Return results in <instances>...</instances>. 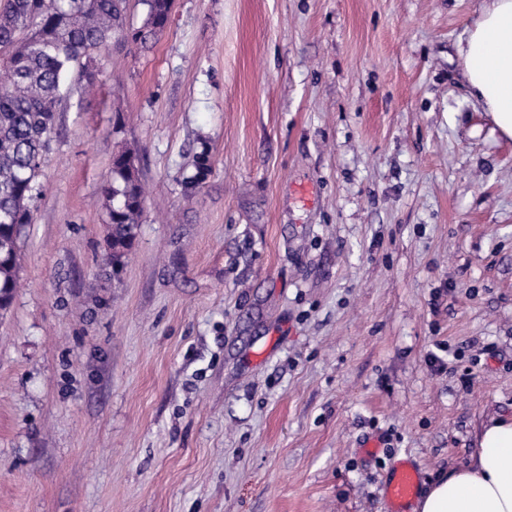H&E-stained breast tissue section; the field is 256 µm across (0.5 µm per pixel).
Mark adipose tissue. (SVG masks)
I'll return each instance as SVG.
<instances>
[{
    "instance_id": "1",
    "label": "adipose tissue",
    "mask_w": 512,
    "mask_h": 512,
    "mask_svg": "<svg viewBox=\"0 0 512 512\" xmlns=\"http://www.w3.org/2000/svg\"><path fill=\"white\" fill-rule=\"evenodd\" d=\"M472 97L512 140V0H489L458 47ZM480 453L430 483L413 512H512V417L489 418Z\"/></svg>"
}]
</instances>
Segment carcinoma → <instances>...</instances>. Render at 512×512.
<instances>
[{
    "label": "carcinoma",
    "mask_w": 512,
    "mask_h": 512,
    "mask_svg": "<svg viewBox=\"0 0 512 512\" xmlns=\"http://www.w3.org/2000/svg\"><path fill=\"white\" fill-rule=\"evenodd\" d=\"M139 27L123 28V0H7L0 9V310L8 309L16 286L22 229L32 223V201L40 196L41 162L57 133L56 113L76 68L84 88L94 86L99 52L119 33L145 47L170 21L172 0H141ZM137 155L112 157V181L105 190L110 233L106 263L117 273L132 248L145 197ZM207 146L196 154L189 188L211 173Z\"/></svg>",
    "instance_id": "carcinoma-1"
}]
</instances>
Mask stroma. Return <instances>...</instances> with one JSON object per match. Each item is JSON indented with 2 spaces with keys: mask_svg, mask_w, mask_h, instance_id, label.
<instances>
[{
  "mask_svg": "<svg viewBox=\"0 0 512 512\" xmlns=\"http://www.w3.org/2000/svg\"><path fill=\"white\" fill-rule=\"evenodd\" d=\"M485 4L173 0L113 37L0 312V512H392L398 461H473L512 417V140L457 54ZM211 158L209 148L204 146L202 150L196 154L194 171L189 176H185L183 182L189 188L200 186L211 173ZM137 155L124 149L112 157V181L105 190L106 209L110 233L107 236L105 261L112 265L113 273H118L132 248L140 217L144 210L145 197L141 184Z\"/></svg>",
  "mask_w": 512,
  "mask_h": 512,
  "instance_id": "35a3bbf8",
  "label": "stroma"
}]
</instances>
